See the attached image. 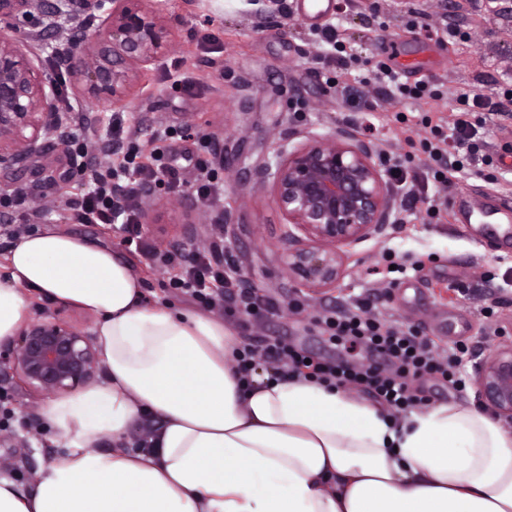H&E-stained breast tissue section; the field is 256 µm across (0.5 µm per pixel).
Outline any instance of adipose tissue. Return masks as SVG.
<instances>
[{"mask_svg": "<svg viewBox=\"0 0 512 512\" xmlns=\"http://www.w3.org/2000/svg\"><path fill=\"white\" fill-rule=\"evenodd\" d=\"M34 293L95 316L105 378L44 400L59 451L31 487L0 475V512H512V428L471 404L396 419L303 379L244 387L222 318L149 302L127 256L55 226L8 249L0 343ZM147 410L158 445L131 450Z\"/></svg>", "mask_w": 512, "mask_h": 512, "instance_id": "adipose-tissue-1", "label": "adipose tissue"}]
</instances>
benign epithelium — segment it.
I'll list each match as a JSON object with an SVG mask.
<instances>
[{
    "label": "benign epithelium",
    "instance_id": "benign-epithelium-1",
    "mask_svg": "<svg viewBox=\"0 0 512 512\" xmlns=\"http://www.w3.org/2000/svg\"><path fill=\"white\" fill-rule=\"evenodd\" d=\"M144 0H0V19H34L61 43L56 66L79 90L99 102L123 105L145 67L161 59L171 42L159 9ZM0 37V171L31 168L48 144L64 143L72 121L53 102L55 77L42 61L40 33L17 29ZM275 147V162L258 169L293 229L313 245L288 251L282 263L304 287H326L340 276L342 247L381 231L392 211V186L374 162L373 147L340 128ZM16 354L0 360V373H16L47 393H67L101 369L91 335L46 320L22 330ZM478 398L512 422V343L479 362Z\"/></svg>",
    "mask_w": 512,
    "mask_h": 512
}]
</instances>
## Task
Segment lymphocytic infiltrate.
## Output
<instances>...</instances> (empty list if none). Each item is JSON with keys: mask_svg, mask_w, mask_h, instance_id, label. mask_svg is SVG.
<instances>
[{"mask_svg": "<svg viewBox=\"0 0 512 512\" xmlns=\"http://www.w3.org/2000/svg\"><path fill=\"white\" fill-rule=\"evenodd\" d=\"M372 80L392 99H439V90L429 83H409L386 62L379 61L370 70ZM456 106L448 118L423 115L421 123L427 134L420 147L426 156L423 175L405 180L400 178L405 210H413L424 200L430 187L445 188L465 175L480 174L491 165L486 154V118L490 115L512 118V88L501 96L483 93L477 86H463L455 92ZM70 148V168L77 178L80 191L66 203V221L75 224H110L121 219L128 233V243L134 244L147 266H160L170 272L168 286L188 296L199 306L219 311L243 326L258 324L276 316L280 301L240 287L238 272L228 260V247L215 240L208 250L187 261L183 251L160 250L143 239L139 230L141 199L144 185H163L168 189L187 188L201 200L220 196L223 185L215 167V152L207 150L198 158V172L193 182H185L178 169L168 161L166 149L153 148L134 157L126 149L120 119H113L111 132L101 148L106 162H99L88 152L80 133L67 135ZM314 324L331 340H350L372 356L371 362L350 364L331 359H307L305 354L282 338L263 336L257 342L243 344L234 358V369L240 382L249 383L257 360H264L274 379L303 377L330 385H359L374 392L399 413L407 412L419 402L411 384L416 379L434 375L464 388L465 362L470 354L467 345L459 344L449 352L438 351L423 332L397 325L375 314L371 299L356 300L345 309L329 310L316 316Z\"/></svg>", "mask_w": 512, "mask_h": 512, "instance_id": "f902f5d3", "label": "lymphocytic infiltrate"}]
</instances>
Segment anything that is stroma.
Returning <instances> with one entry per match:
<instances>
[{
  "mask_svg": "<svg viewBox=\"0 0 512 512\" xmlns=\"http://www.w3.org/2000/svg\"><path fill=\"white\" fill-rule=\"evenodd\" d=\"M159 7L172 29L171 51L152 65L144 85L135 86L122 107L126 132L143 148L170 130V154L186 179L202 136H211L223 166L221 199L203 202L157 188L142 234L160 249L183 244L187 257L210 237L224 211L231 223L224 238L244 287L280 302L300 299L304 308L284 311L255 333L279 336L305 352L351 363L359 348L329 340L312 326L330 308L372 296L389 321L421 329L439 350L468 343L477 360L512 342V239L487 241L478 224L450 214L435 220L418 204L408 224H389L356 244L336 285L296 286L281 261L289 241L286 218L271 186L255 184L254 165L273 154L284 136L293 144L305 132L327 134L345 127L385 155L399 153L405 137H420L424 113L447 116L458 87L478 85L485 93L512 83V0H333L331 21L308 22L298 0H286L282 14L258 15L251 0H147ZM461 36L444 42L406 30L410 21ZM341 26V63L326 64L316 43L326 24ZM388 60L408 81L428 80L443 96L437 101L389 99L381 88L361 82L370 60ZM192 77L179 84L180 74ZM357 86L347 100L342 85ZM49 162L10 178L12 191L55 181L36 197L37 226L59 221L70 188L65 147L44 149ZM221 223V222H220ZM9 418L0 429V473L30 486L42 458L54 450L39 414L46 395L18 379H0Z\"/></svg>",
  "mask_w": 512,
  "mask_h": 512,
  "instance_id": "stroma-1",
  "label": "stroma"
}]
</instances>
